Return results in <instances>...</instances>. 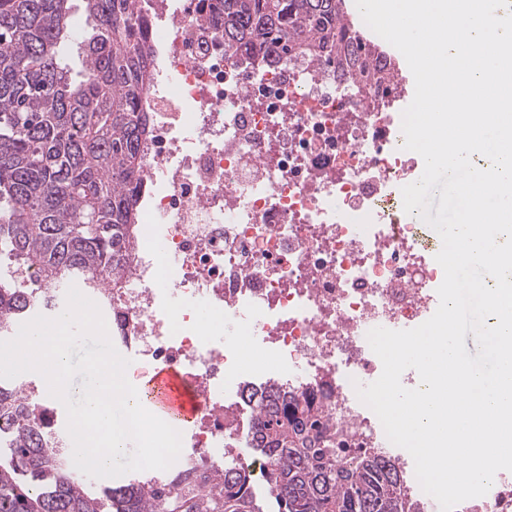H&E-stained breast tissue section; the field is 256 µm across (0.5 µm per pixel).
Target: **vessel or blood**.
Returning <instances> with one entry per match:
<instances>
[{
    "label": "vessel or blood",
    "mask_w": 512,
    "mask_h": 512,
    "mask_svg": "<svg viewBox=\"0 0 512 512\" xmlns=\"http://www.w3.org/2000/svg\"><path fill=\"white\" fill-rule=\"evenodd\" d=\"M143 394L163 420L190 423L200 406L199 396L187 386L184 377L168 367L145 375Z\"/></svg>",
    "instance_id": "vessel-or-blood-1"
}]
</instances>
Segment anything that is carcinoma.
I'll list each match as a JSON object with an SVG mask.
<instances>
[{"label": "carcinoma", "mask_w": 512, "mask_h": 512, "mask_svg": "<svg viewBox=\"0 0 512 512\" xmlns=\"http://www.w3.org/2000/svg\"><path fill=\"white\" fill-rule=\"evenodd\" d=\"M138 0H0V263L38 269L55 290L102 275L120 288L139 216L143 100L150 53ZM224 46L251 54L336 55L356 82L389 90L392 72L349 23L345 0H223ZM80 8L86 25L72 33ZM36 293L0 277V338L14 337ZM46 402L0 379V512H266L251 474L224 462V481L164 499L133 478L98 493L72 469L63 437L42 425ZM241 443L264 462L278 512H423L402 489L398 462L353 458L316 395L258 403Z\"/></svg>", "instance_id": "cac0c4a2"}]
</instances>
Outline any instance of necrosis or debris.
<instances>
[{
    "label": "necrosis or debris",
    "mask_w": 512,
    "mask_h": 512,
    "mask_svg": "<svg viewBox=\"0 0 512 512\" xmlns=\"http://www.w3.org/2000/svg\"><path fill=\"white\" fill-rule=\"evenodd\" d=\"M216 0H146L154 52L144 108L140 220L123 287L84 288L137 365L184 371L204 401L169 468L224 474L231 415L269 385L326 396L348 455L394 446L355 383L382 362L369 330L412 329L438 308L401 189V93L355 88L336 63L273 62L224 47ZM271 361L252 371L244 348ZM455 512H512V473Z\"/></svg>",
    "instance_id": "1"
}]
</instances>
